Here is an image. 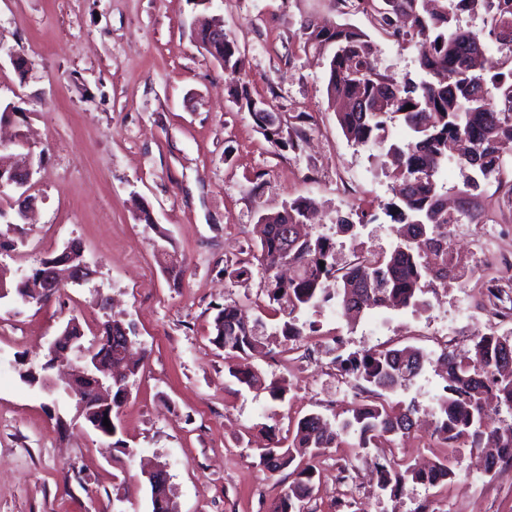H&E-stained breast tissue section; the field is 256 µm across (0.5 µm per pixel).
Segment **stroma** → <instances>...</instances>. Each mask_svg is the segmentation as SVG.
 Returning <instances> with one entry per match:
<instances>
[{"label": "stroma", "instance_id": "stroma-1", "mask_svg": "<svg viewBox=\"0 0 512 512\" xmlns=\"http://www.w3.org/2000/svg\"><path fill=\"white\" fill-rule=\"evenodd\" d=\"M214 14L244 59L240 78L251 96L286 126L308 113L300 149L273 146L245 103L232 102L222 65L194 35L196 20ZM308 20L367 33L376 68L395 82L419 70V46H398L358 0H0V41L30 63L23 77L0 59V103L19 108L16 123L42 155L30 186L38 199L32 222L0 223V238L16 243L0 253V268L17 280L76 239L95 271L89 284L66 286L48 303L0 300V512H152L147 460L167 464L178 512H268L290 477L260 466L257 449L268 435L288 437L309 412L332 421L351 407L355 381L337 356L382 344L467 351L490 326L492 303L482 293L490 279L512 307L501 262L512 253V197L490 178L475 200L486 223L456 225L450 241L480 258L475 275L449 281L419 313L375 309L352 325L332 307L308 309L298 320L316 331L303 347L275 337L256 259L260 214L315 200L307 230L332 235L340 263L355 244L385 251L397 242L381 213L392 181L380 150L353 146L338 126L325 55L300 39ZM360 206L377 220L337 234L336 213ZM144 207L155 225L140 221ZM162 244L183 262L180 283L156 261ZM238 261L250 269L248 281L229 277L227 265ZM100 293L111 308H98ZM230 303L262 318L270 352L246 365L265 381H286L284 400L229 376L211 336L214 316ZM74 316L89 337L107 320L133 324L143 349L112 440L77 419L66 393L19 377L39 369ZM442 386L429 367L398 390L397 399L419 407L409 437L360 454L325 449L309 512H335L348 499L358 512H414L423 503L429 512H512V472L475 470L466 443L452 482H408L394 496L378 489L375 460L443 458L445 447L428 433ZM347 462L351 478L339 480Z\"/></svg>", "mask_w": 512, "mask_h": 512}]
</instances>
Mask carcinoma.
<instances>
[{
    "instance_id": "carcinoma-1",
    "label": "carcinoma",
    "mask_w": 512,
    "mask_h": 512,
    "mask_svg": "<svg viewBox=\"0 0 512 512\" xmlns=\"http://www.w3.org/2000/svg\"><path fill=\"white\" fill-rule=\"evenodd\" d=\"M371 5L376 26L400 44L422 43L420 76L397 83L376 70L372 57L375 46L370 36L350 25L332 28L309 23L304 46L329 50L327 95L340 100L337 122L346 139L357 147L369 145L386 150L393 160L389 173L394 200L384 214L399 225L398 242L389 251L357 254L343 266L336 265L334 242L325 235L316 238L295 232L307 224L314 207L310 198H298L276 212L260 216L258 262L269 301L288 310L289 320L280 333L284 341L299 343L307 333L295 322L294 313L319 308L332 300L344 314L357 318L376 308L417 311L428 305L425 295L436 284L456 277L460 260L448 243L447 227L462 220L478 219L471 208L479 179L498 172L507 156H512V0H435L433 10L420 9V0H364ZM481 14L486 27L480 31L459 24L463 14ZM508 50L505 60L488 54L489 45ZM210 55L224 53V73L236 76L242 69L239 51L229 39L224 49L211 45ZM233 100L246 102L248 110L259 113L269 108L264 101L251 98L248 87L235 83L230 88ZM413 109L405 110L406 105ZM399 120L408 129V140L391 138L390 125ZM275 146L297 149L304 130H285L282 126L259 125ZM470 144L456 165L464 172L459 191L460 209L450 212L441 204L437 177L448 164V141ZM376 217L358 208L336 213V233L345 234L358 224ZM166 248L158 252L159 263L170 276L181 273V261ZM288 266L293 274L280 277ZM335 280L334 292L324 283ZM213 344L224 350V360L263 353L266 338L257 325L244 319L236 305H226L213 320ZM81 322L73 317L61 329L48 359L47 369L69 360L74 353L71 340L83 339ZM120 323L105 322L87 349L105 362L116 360L126 349L128 339ZM512 361V331L489 332L473 339L467 353L444 348L437 358L414 347L369 348L340 360L359 386V400L351 415L330 431L318 413L302 417L291 442L271 441L259 454L260 464L274 474L299 461L296 479L272 502L270 512H305L314 491L317 468L315 458L323 448L340 447L366 450L381 439L405 437L414 426L416 404L393 401L407 381L421 375L426 365L436 363L444 382L436 398V426L432 436L448 448V455L426 469L399 460L373 463L381 490L396 492L411 481L436 487L456 477L452 468L456 443L466 439L470 448L485 445L496 449V457L485 469L492 473L512 465V424L490 426L486 422L483 395L491 394L500 407L512 414V379L503 375ZM122 384H112L114 406L126 395V385L136 373V364L124 365ZM231 376L249 388L260 389L256 372L229 368ZM113 421L112 413L89 407L83 420L91 427L106 429L103 420ZM152 512H175L162 488L151 494Z\"/></svg>"
}]
</instances>
